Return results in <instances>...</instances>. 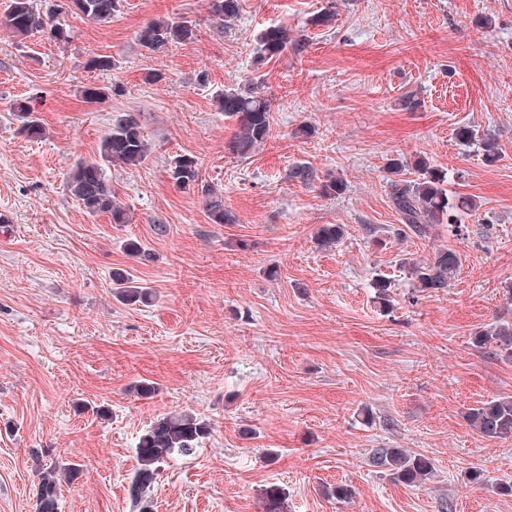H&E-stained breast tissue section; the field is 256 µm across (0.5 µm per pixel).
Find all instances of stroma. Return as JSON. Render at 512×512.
I'll return each instance as SVG.
<instances>
[{"label":"stroma","mask_w":512,"mask_h":512,"mask_svg":"<svg viewBox=\"0 0 512 512\" xmlns=\"http://www.w3.org/2000/svg\"><path fill=\"white\" fill-rule=\"evenodd\" d=\"M241 0L224 24L209 0H122L112 22L61 15L17 40L0 28V512H34L39 471L78 463L61 512H138L128 495L142 432L186 410L212 426L190 458L154 484V512H262L266 488L288 512H512V439H483L467 409L512 396V359L474 344L512 323L500 291L512 280V0ZM195 22L193 41L163 53L136 39L152 20ZM288 27L303 50L256 65L258 36ZM109 56L112 69L89 68ZM263 79L272 136L247 158L218 109L224 91ZM105 89L88 101L84 88ZM34 108L33 139L10 116ZM135 114L153 154L108 175L124 224L85 213L67 189L75 163L98 157L113 115ZM303 124L308 137H295ZM471 127L494 134L484 163L460 145ZM195 158L222 189L231 224L208 220L200 193L170 178ZM425 156L476 205L466 227L402 233L389 198V160ZM299 163L318 183L289 176ZM344 180L325 196L319 182ZM323 224L338 246L317 248ZM146 254L131 257L126 240ZM461 254L448 288L413 287L405 256ZM123 268L152 287V305L112 295ZM392 282L382 312L371 283ZM149 380L152 398L133 382ZM407 448L434 463L412 487L368 462ZM483 472L469 483L470 469ZM347 484L340 501L329 488Z\"/></svg>","instance_id":"obj_1"}]
</instances>
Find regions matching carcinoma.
I'll list each match as a JSON object with an SVG mask.
<instances>
[{
	"instance_id": "cac0c4a2",
	"label": "carcinoma",
	"mask_w": 512,
	"mask_h": 512,
	"mask_svg": "<svg viewBox=\"0 0 512 512\" xmlns=\"http://www.w3.org/2000/svg\"><path fill=\"white\" fill-rule=\"evenodd\" d=\"M78 6V13L98 23H109L119 11L120 0H61L56 14L71 11L67 2ZM211 12L229 22L237 18L240 0H210ZM42 15L36 0H10L5 18L0 25L18 37H26L41 29ZM196 24L191 20L171 18L154 20L141 28L136 35L141 47L149 52L160 53L175 43L190 41L196 36ZM297 52L303 45L291 38L287 28L270 26L259 37L257 62L281 55L288 46ZM224 115L235 123L236 131L228 143V150L244 158L265 143L272 135L269 99L262 92L261 76L251 78L245 91H224L219 102ZM13 117L21 122V129L31 138H40L42 125L34 117V111L24 102L15 104ZM457 139L463 145L475 146L482 151L484 161L494 162L498 157V144L490 134H481L464 127L457 131ZM152 154V144L146 138L139 121L131 113L112 118L104 133L99 157L76 164L69 173L67 187L90 215L108 214L115 224L127 222V214L121 206L107 169L114 164L143 166ZM418 173L416 179L403 178L407 168ZM390 199L401 221L414 235L424 237L433 224H446L456 233L462 231V213L475 208L473 202L454 196L445 188V173L431 167L420 157L413 162L397 158L390 160ZM171 178L180 188L200 187L204 197L208 219L214 224H233L234 216L224 209L223 191L208 183H202L197 162L186 155L179 156L170 168ZM344 235L339 224H322L315 233V241L322 248L339 244ZM462 266L460 253L448 248L434 253L421 262L410 263L408 269L412 284L421 291L435 292L448 287L459 274ZM376 298L384 308L391 306L392 282L383 275L373 280ZM112 293L126 305L146 304L152 300L154 290L140 285L125 269L112 273ZM474 343L504 358L512 357V324H500L477 332ZM466 420L482 438H512V396L495 397L468 409ZM208 422L188 412H168L159 416L139 437L136 445L137 467L129 486V495L138 512H152L151 500L146 493L153 487L162 467L175 455L191 456L209 437ZM369 463L382 470L391 480L412 486H423L434 471L432 460L406 448H373ZM80 474L75 463L51 465L39 473V490L35 512H59L61 486ZM287 495L283 489L272 486L264 492L263 512H287Z\"/></svg>"
}]
</instances>
